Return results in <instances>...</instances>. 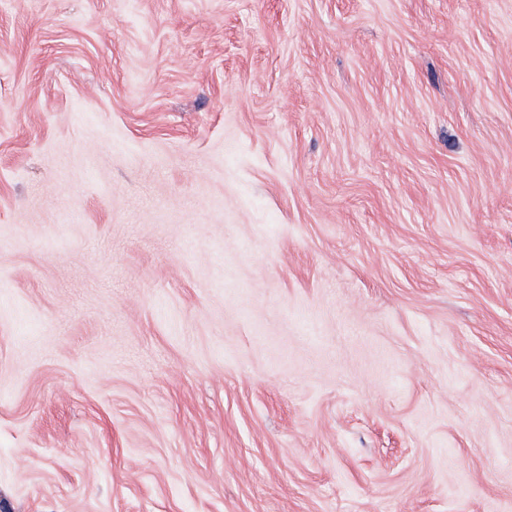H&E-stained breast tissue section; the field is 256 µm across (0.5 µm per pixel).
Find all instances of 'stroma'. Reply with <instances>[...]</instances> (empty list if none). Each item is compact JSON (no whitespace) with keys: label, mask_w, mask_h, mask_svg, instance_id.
<instances>
[{"label":"stroma","mask_w":512,"mask_h":512,"mask_svg":"<svg viewBox=\"0 0 512 512\" xmlns=\"http://www.w3.org/2000/svg\"><path fill=\"white\" fill-rule=\"evenodd\" d=\"M0 512H512V0H0Z\"/></svg>","instance_id":"stroma-1"}]
</instances>
